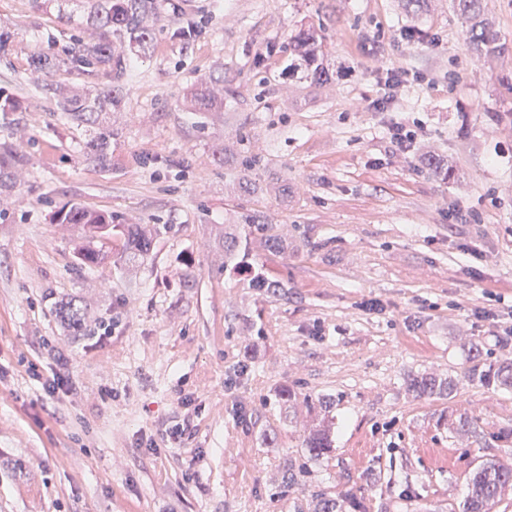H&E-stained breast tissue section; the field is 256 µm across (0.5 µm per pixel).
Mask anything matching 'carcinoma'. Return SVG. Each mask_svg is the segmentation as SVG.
<instances>
[{
  "label": "carcinoma",
  "mask_w": 512,
  "mask_h": 512,
  "mask_svg": "<svg viewBox=\"0 0 512 512\" xmlns=\"http://www.w3.org/2000/svg\"><path fill=\"white\" fill-rule=\"evenodd\" d=\"M453 11L470 24L473 49L496 51L502 49L496 34L483 18L482 0H452ZM154 9L153 0H102L95 13L100 28L98 40L83 43L74 40L66 56L49 52H37L30 56L28 66L31 72L48 79L62 68L92 69L104 74L110 82L109 89L92 98H82L48 85L57 96L60 110L70 124L90 132L85 143L88 158L101 168L110 166L112 160V129L102 122L103 113L112 110L122 101V88L127 75V60L112 54V39H127L143 49L151 40L146 19ZM322 35L315 28L301 29L288 42L290 67L300 69L304 78L312 84H322L330 79L329 70L324 66ZM224 84V77L204 80L187 91L186 101L196 112L205 114L224 109V90L215 85ZM55 224H72L78 228L79 237L75 249L84 265L96 264L112 254V239L121 242L123 253L145 258L152 245V235L145 228L132 229L117 224L110 213L99 212L81 206H63L52 215ZM469 378L482 384L495 383L512 386V358L500 361L494 370L484 371L473 366ZM453 379L441 381L433 376L423 375L410 380L409 388L420 397H437L452 392ZM305 447L316 459L330 452V432L318 425L309 432ZM512 489V462L498 459L481 461L469 478V491L463 503L462 512H494L499 498ZM362 512L360 501L353 493H346L338 499L319 498L315 512Z\"/></svg>",
  "instance_id": "cac0c4a2"
}]
</instances>
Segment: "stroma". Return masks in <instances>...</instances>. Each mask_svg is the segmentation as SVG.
Returning <instances> with one entry per match:
<instances>
[{"mask_svg":"<svg viewBox=\"0 0 512 512\" xmlns=\"http://www.w3.org/2000/svg\"><path fill=\"white\" fill-rule=\"evenodd\" d=\"M97 2L0 0V90L23 104L0 112L20 157L0 194V512H310L348 491L366 512H461L482 460L512 462V388L468 379L512 355V0H483L505 49L482 57L450 0H185L178 20L154 0L146 51L112 42L130 69L105 169L27 64L96 40ZM308 26L333 72L316 86L283 50ZM218 75L223 112L191 110ZM397 123L418 124L413 154ZM67 202L151 227L148 257L81 265L76 229L49 220ZM247 217L284 243L249 239L241 262L276 291L225 255ZM421 374L457 387L416 397ZM464 413L476 432L441 426ZM320 417L333 449L314 460ZM185 419L189 439L147 448ZM32 378L36 380L44 395L48 398H59L69 392L68 380L60 374H54L52 378L44 379L36 364L30 365Z\"/></svg>","mask_w":512,"mask_h":512,"instance_id":"stroma-1","label":"stroma"}]
</instances>
